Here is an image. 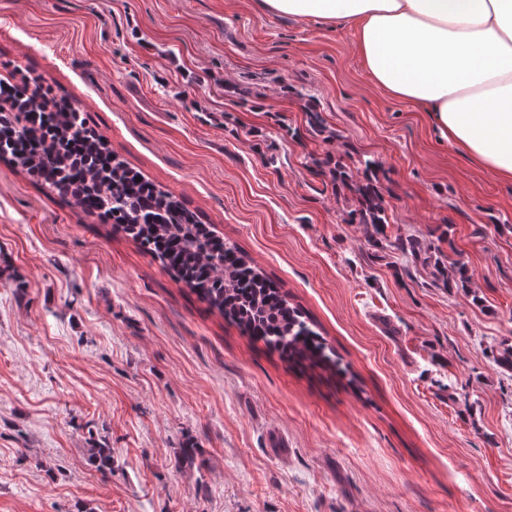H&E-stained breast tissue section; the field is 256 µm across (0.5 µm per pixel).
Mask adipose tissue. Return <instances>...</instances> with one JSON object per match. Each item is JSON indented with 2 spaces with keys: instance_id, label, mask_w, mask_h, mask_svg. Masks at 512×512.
Instances as JSON below:
<instances>
[{
  "instance_id": "adipose-tissue-1",
  "label": "adipose tissue",
  "mask_w": 512,
  "mask_h": 512,
  "mask_svg": "<svg viewBox=\"0 0 512 512\" xmlns=\"http://www.w3.org/2000/svg\"><path fill=\"white\" fill-rule=\"evenodd\" d=\"M352 30L371 80L512 183V0H256Z\"/></svg>"
}]
</instances>
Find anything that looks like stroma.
Instances as JSON below:
<instances>
[{
  "label": "stroma",
  "instance_id": "1",
  "mask_svg": "<svg viewBox=\"0 0 512 512\" xmlns=\"http://www.w3.org/2000/svg\"><path fill=\"white\" fill-rule=\"evenodd\" d=\"M12 74L235 243L352 376L288 367L0 160V512H512V379L486 353L512 337V183L378 89L351 32L254 0H0ZM330 159L375 160L390 234L448 232L467 289L372 247Z\"/></svg>",
  "mask_w": 512,
  "mask_h": 512
}]
</instances>
